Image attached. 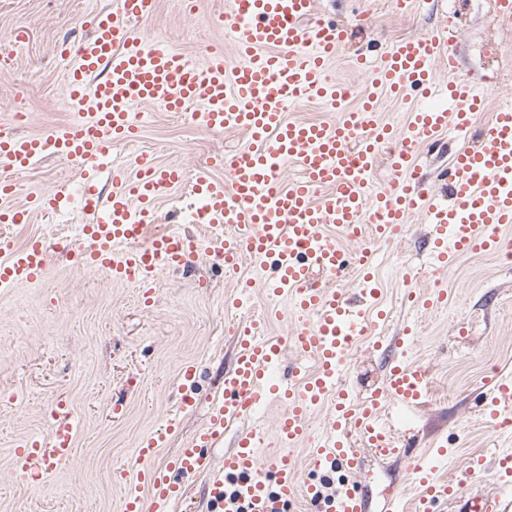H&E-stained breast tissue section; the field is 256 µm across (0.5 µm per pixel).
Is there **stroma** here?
Returning <instances> with one entry per match:
<instances>
[{
    "instance_id": "obj_1",
    "label": "stroma",
    "mask_w": 512,
    "mask_h": 512,
    "mask_svg": "<svg viewBox=\"0 0 512 512\" xmlns=\"http://www.w3.org/2000/svg\"><path fill=\"white\" fill-rule=\"evenodd\" d=\"M113 0H0V51L11 59L0 66V128L11 126L16 108L32 114L25 130L48 132L69 121L72 101L66 83L68 60L62 43L89 37L82 25L89 13L110 9ZM494 0H416L404 12L397 0H317L316 16L343 23L350 36L328 70L352 91L347 108L358 107L369 87L368 75L356 65L361 53L380 51L399 38L453 23L462 75L483 83L488 112L512 99V74L491 81L497 61L512 64V32L494 23ZM231 0H157L154 15L136 25L142 36L202 61L209 48L220 46L228 65L238 53L216 22ZM29 33L17 43L18 27ZM140 137L132 145H112V166L127 179L136 175L135 158L150 155L161 166L181 168L183 182L156 204L158 229L207 236L203 225L186 222L192 202V177L211 158L230 155L250 140L242 132L213 133L191 125L184 116L143 105ZM73 164L47 157L20 178L14 197L0 201L8 208L25 204L29 193L48 191L58 183L79 184ZM84 218L63 210L34 215L28 224H0V237L12 246L41 238L49 250L58 243L77 244ZM422 214L408 215L400 235L375 253L380 304L387 321L369 325L351 351L346 383L358 399H366L385 376V358L407 340L410 362L429 367L427 405L397 412L393 436L413 455L446 446L448 458L438 467L441 480L457 486L460 495L496 486L494 470L476 479L466 476L468 459L497 450L512 451V431H497L483 416L482 403L500 375L512 376V266L502 252H481L460 258L447 271L433 270L424 246ZM254 281L250 304L232 305L240 283ZM262 272L244 261L235 275H225L210 254L195 266L165 269L158 276L151 303L140 287L113 282L103 271L79 268L57 255L44 281L0 288V512H123V499L137 484L136 450L148 436L158 438L155 458H175L206 426L212 403L236 349L232 326L250 314H270L269 334L290 336L296 323L289 299H271ZM448 292L446 302L420 310L407 299L426 300L434 291ZM382 350H372L374 341ZM196 374L184 382L182 370ZM191 394L193 408L181 410L182 395ZM65 402L78 423L73 457L53 465L46 479L20 482L12 459L20 440L46 435L47 411ZM122 404V414L112 412ZM300 481L341 484L351 479L367 495L371 512H381L388 497L413 498L417 492L406 459L380 458L361 451L351 475L313 472L308 448L295 447ZM127 473L113 480L115 469Z\"/></svg>"
}]
</instances>
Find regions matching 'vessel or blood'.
<instances>
[{
  "instance_id": "1",
  "label": "vessel or blood",
  "mask_w": 512,
  "mask_h": 512,
  "mask_svg": "<svg viewBox=\"0 0 512 512\" xmlns=\"http://www.w3.org/2000/svg\"><path fill=\"white\" fill-rule=\"evenodd\" d=\"M157 0H113L111 11L85 17L92 31L75 49L67 72L74 118L43 134L0 132V195L13 193L15 178L48 155L80 165L94 181L112 144L135 142L139 127L133 111L154 105L183 113L190 124L212 132L247 133L250 144L228 159H213L225 178L198 171L191 193L211 233L203 239L172 232L149 234L155 204L182 181L180 168L160 166L140 156L135 180L112 174L106 205L85 198L88 219L78 248L63 247L77 266L105 271L113 281L152 285L165 269L192 266L200 251L213 253L224 270L237 272L243 258L269 264V292L290 300L297 323L288 341L271 338L267 316L239 322L232 331L237 354L225 371L223 391L208 424L166 464H155L158 440L144 438L138 448L140 485L148 496L128 494L124 512H169L181 496V477L205 473L210 512H224L227 480H234L246 512H282L296 496L323 504V512H368V500L350 481L335 498L324 499L319 483L300 482L293 450L308 440L309 420L328 396H335L326 434L309 450L314 470H356L359 457L352 440L382 457L401 455L385 423L388 405L418 408L426 404L430 373L422 364L391 361L382 386L355 402L341 378L352 344L367 323L362 304L376 298L371 288L372 244L395 238L409 213L423 211L426 241L433 265L447 269L464 255L498 250L499 232L512 225V106L493 112L490 124L477 129L483 89L459 75L455 37L438 28L392 43L375 57L357 56L370 85L401 96L413 91L436 99L433 108L410 112L395 129L374 117L371 100L344 109L350 88L330 83L326 64L345 40V26L315 20V0H232L217 16L218 26L233 41L240 65L228 67L222 50L209 51L203 62L133 33V23L151 16ZM448 59V81L437 84L433 69ZM319 101L339 112L331 123L290 122L288 109ZM457 147L438 178L447 200H439L421 175L420 146L436 147L447 131ZM387 158L398 182L387 191L368 194L380 158ZM296 163L301 179L282 185L284 164ZM65 185L32 197L26 208L0 212L1 224L28 223L32 213L65 206ZM332 225L350 239L355 251L341 248L324 231ZM52 255L41 239L0 252V286L45 278ZM362 273L367 288L359 300L336 290L333 282L346 271ZM298 361L285 382L275 374L284 346ZM315 371H308L307 359ZM278 403L277 448L265 453L257 430H237V423L262 407ZM491 422L512 414V377L497 381L488 402ZM236 429L235 449L221 466H213L205 449L214 447L228 429ZM76 429L65 403H58L48 437L18 445L13 468L22 478L42 475L74 454ZM446 448L431 457H412L408 466L419 492L415 512H433L440 500L454 499V487L439 482L438 464ZM456 499V498H455ZM459 501V500H458ZM498 500L480 493L459 501V512H497Z\"/></svg>"
}]
</instances>
